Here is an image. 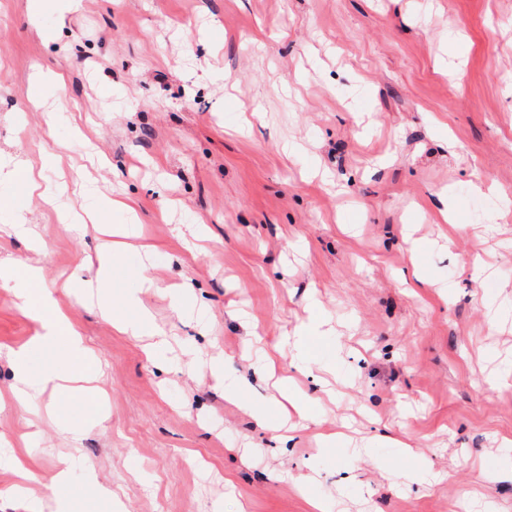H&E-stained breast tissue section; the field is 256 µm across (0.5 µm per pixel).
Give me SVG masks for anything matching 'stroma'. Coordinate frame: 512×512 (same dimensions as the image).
Listing matches in <instances>:
<instances>
[{
    "label": "stroma",
    "mask_w": 512,
    "mask_h": 512,
    "mask_svg": "<svg viewBox=\"0 0 512 512\" xmlns=\"http://www.w3.org/2000/svg\"><path fill=\"white\" fill-rule=\"evenodd\" d=\"M47 147L69 180L137 202L138 223L103 217L131 243L114 293L150 275L189 290L140 293L166 332L147 360L77 300L99 240L60 222L71 190L32 201L0 259L41 267L107 401L100 418L50 387L0 403V491L16 463L47 483L70 452L68 512H512V215L472 189L512 197V0H43L36 28L28 0H0V155ZM312 312L326 332L299 338ZM39 332L0 288V394L6 353ZM273 345L312 396L286 442L208 370L223 349L270 409L254 369Z\"/></svg>",
    "instance_id": "obj_1"
}]
</instances>
